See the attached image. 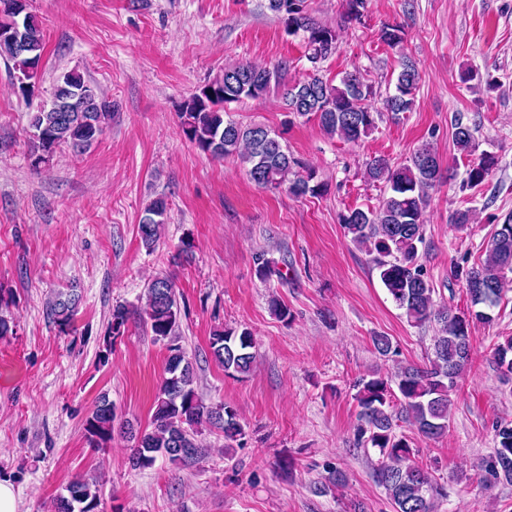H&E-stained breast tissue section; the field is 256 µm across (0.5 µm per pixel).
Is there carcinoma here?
Listing matches in <instances>:
<instances>
[{"label":"carcinoma","instance_id":"carcinoma-1","mask_svg":"<svg viewBox=\"0 0 512 512\" xmlns=\"http://www.w3.org/2000/svg\"><path fill=\"white\" fill-rule=\"evenodd\" d=\"M343 2L344 20L362 23L367 0ZM267 8L284 23L288 33H303L306 59L311 63V72L286 88L288 110L315 118L324 132L347 141L368 136L377 116L372 87L357 73L345 74L338 85L321 75L320 63L338 47L337 29L313 17L307 0H267ZM379 40L396 49L403 44L404 31L397 24H386L380 29ZM44 52L43 29L30 10L22 20L19 39L0 38V57L13 63L18 91L24 97L34 91ZM400 67L395 94L383 100L384 109L396 116L413 109L419 83L418 70L407 56H401ZM287 71L286 61L271 69L251 63L225 66L221 77L184 102L179 113L180 128L203 153L215 159L236 156L249 165L248 174L255 184L268 189L285 185L294 197H314L322 192L323 185L314 182V172L304 170V165L283 146L281 134L262 124L243 126L224 119V105L263 97L271 83H280ZM111 121V100L80 73L62 74L53 85L50 103L30 116V138L35 146L32 165L39 168L49 162L62 145L76 151L89 148ZM453 141L460 152H475L474 129L460 118L454 122ZM494 165L493 157L481 155L468 165L464 185H482ZM366 175L384 184L388 196L376 209L347 210L341 216L345 234L373 255L381 283L407 321L419 325L434 320L439 329L428 366H403L390 380L374 374L359 381L355 441L377 451L374 478L384 488L393 512H434L435 500L445 495L444 488L433 472L412 461L411 442L395 431L392 397L399 393L405 419L422 436L436 438L448 431L449 395L456 378L471 361V326L490 321L492 308L512 289V215L496 225L480 266L464 268L455 264L450 268L449 277L465 281L470 303L476 306L472 312L458 313L436 304L435 289L420 262L429 190L446 178L436 151L430 144H423L400 165L391 164L384 156H374L366 163ZM166 211L167 202L159 197L149 204L138 224L140 241L149 250L160 240ZM256 276L263 282L285 279L278 262L264 256L258 259ZM78 302V295L60 293L51 303L49 313L60 331L70 326ZM144 314L154 339L166 343V376L155 398L150 428L134 436L135 446L128 457L130 467L151 468L160 456L171 463L198 458L202 447L197 434L202 426L221 431L229 442L242 437L243 427L234 408L208 405L195 391L194 366L180 344V308L171 279L162 276L150 281ZM127 321V309L114 307L108 336L124 333ZM371 340L379 356L398 355L390 337L377 334ZM253 345V334L246 327L216 330L210 338L212 356L231 375L250 371ZM494 363L502 376H512V338L497 344ZM114 429V407L104 399L84 424L90 447H105ZM494 441L493 452L480 463L483 481L488 486L512 484V423L495 425ZM100 504L97 486L76 477L66 486V494L57 499L55 512H100Z\"/></svg>","mask_w":512,"mask_h":512}]
</instances>
